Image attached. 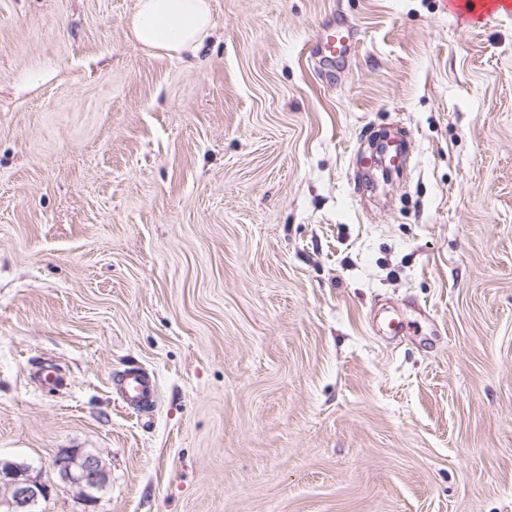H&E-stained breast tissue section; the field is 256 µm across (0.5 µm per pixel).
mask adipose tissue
<instances>
[{
	"instance_id": "obj_1",
	"label": "adipose tissue",
	"mask_w": 512,
	"mask_h": 512,
	"mask_svg": "<svg viewBox=\"0 0 512 512\" xmlns=\"http://www.w3.org/2000/svg\"><path fill=\"white\" fill-rule=\"evenodd\" d=\"M213 29L211 0H137L132 38L146 51L174 58L198 56Z\"/></svg>"
}]
</instances>
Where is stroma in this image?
<instances>
[{
	"instance_id": "stroma-1",
	"label": "stroma",
	"mask_w": 512,
	"mask_h": 512,
	"mask_svg": "<svg viewBox=\"0 0 512 512\" xmlns=\"http://www.w3.org/2000/svg\"><path fill=\"white\" fill-rule=\"evenodd\" d=\"M136 3L0 0V458L39 512H512V13L211 0L196 64ZM352 32L342 23H330L324 26L320 39V51L327 58L343 56L352 45ZM116 391L128 405L138 409H149L154 399V382L140 368L127 370L118 380ZM59 473L76 487L88 501H94L92 491H101L108 484V472L101 459L93 453L76 449L63 450L54 460Z\"/></svg>"
}]
</instances>
